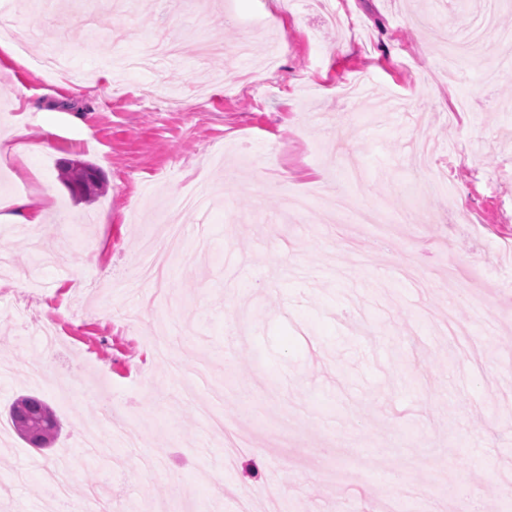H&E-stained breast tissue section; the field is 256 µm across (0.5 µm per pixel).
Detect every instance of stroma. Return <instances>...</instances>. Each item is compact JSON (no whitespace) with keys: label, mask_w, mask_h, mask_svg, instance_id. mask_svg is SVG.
<instances>
[{"label":"stroma","mask_w":512,"mask_h":512,"mask_svg":"<svg viewBox=\"0 0 512 512\" xmlns=\"http://www.w3.org/2000/svg\"><path fill=\"white\" fill-rule=\"evenodd\" d=\"M14 2L0 129L56 132L0 158V184L49 188L77 234L42 263L28 225L0 223L26 273L0 277V512H54L43 468L70 454L69 497L111 489L112 512H512V55L441 67L481 0H350L334 24L280 0L283 28L258 33L256 0ZM51 47L66 74L37 67ZM144 83L181 109L140 102ZM421 141L454 163L450 223L409 189ZM67 159L105 192L75 200ZM287 192L310 210L286 215ZM365 207L378 223L349 221ZM46 325L59 390L28 373ZM26 394L62 423L51 447L11 425ZM102 397L112 423L88 450Z\"/></svg>","instance_id":"1"}]
</instances>
